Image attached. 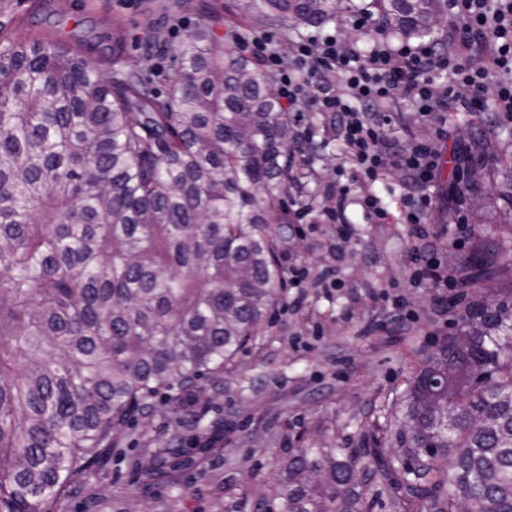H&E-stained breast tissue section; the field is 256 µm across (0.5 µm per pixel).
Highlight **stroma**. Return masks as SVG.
Instances as JSON below:
<instances>
[{
  "mask_svg": "<svg viewBox=\"0 0 512 512\" xmlns=\"http://www.w3.org/2000/svg\"><path fill=\"white\" fill-rule=\"evenodd\" d=\"M245 0H0V20L18 32L46 33L63 48L83 45L102 69L112 67L113 52L122 59L145 55L151 35L178 44L188 31L209 26L224 35L248 32L251 20ZM487 112L460 107L445 117L448 151L483 137L484 152L470 165L480 178L465 203L446 219L444 188L452 177L445 167L429 187L431 225L444 242L468 239L466 250H447L443 262L460 265L481 248L494 250L498 261L512 260V200L501 197L488 170L512 173V133L489 131ZM344 163L338 141H331L312 167L296 165L294 195L311 208L293 214L294 231L281 254L284 268L307 266L310 278L298 288L284 287L251 340L224 368V390L214 394L202 381V394L180 411L160 406L138 417L133 435L120 439L112 456L86 482L98 493L104 512H270L273 478L289 449L335 440L342 448H369L383 442L396 394L417 368L422 354L438 338L454 332L458 310L441 313L436 289L408 277L405 265L414 245L413 227L399 223L402 214L400 170L389 169L384 201L394 215L390 224L368 220L360 206H349L351 231L340 241L324 221L337 170ZM335 267L343 289L315 282L322 267ZM305 296L303 309L289 307L294 291ZM400 297L423 315L421 327H401L387 320L390 298ZM381 322L372 334L363 327L372 316ZM224 420L222 457L186 472L187 488L176 495L168 488L145 487L132 466L144 437L163 438L175 428L192 434L197 419Z\"/></svg>",
  "mask_w": 512,
  "mask_h": 512,
  "instance_id": "35a3bbf8",
  "label": "stroma"
}]
</instances>
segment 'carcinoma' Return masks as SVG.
Instances as JSON below:
<instances>
[{"mask_svg": "<svg viewBox=\"0 0 512 512\" xmlns=\"http://www.w3.org/2000/svg\"><path fill=\"white\" fill-rule=\"evenodd\" d=\"M385 29L432 37L443 0H373ZM258 23L302 34L336 0H248ZM156 51L178 62L165 98L141 72L106 76L79 49L0 22V512H56L112 455L135 415L179 409L217 379L278 301L298 127L238 38L198 28ZM457 168L450 188L471 186ZM461 348L439 340L407 380L400 457L293 448L278 512H362L369 471L410 507L512 512V302L472 304ZM482 427L474 430L470 420ZM224 420L142 449L146 487L223 451ZM318 472L306 483L298 473Z\"/></svg>", "mask_w": 512, "mask_h": 512, "instance_id": "obj_1", "label": "carcinoma"}]
</instances>
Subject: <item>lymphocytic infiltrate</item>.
Segmentation results:
<instances>
[{
    "label": "lymphocytic infiltrate",
    "instance_id": "1",
    "mask_svg": "<svg viewBox=\"0 0 512 512\" xmlns=\"http://www.w3.org/2000/svg\"><path fill=\"white\" fill-rule=\"evenodd\" d=\"M446 2L448 35L441 43L401 40L388 46L368 10L353 20L370 43L364 58L333 34L310 36L285 56L268 51L264 37L245 42L244 49L276 76L289 111L325 115L345 146L347 180L336 185V204L326 211V223L348 238L345 212L353 199L371 220L386 222L389 215L377 185L389 168H403L409 178L403 192L404 221L414 225L418 240L409 255V277L451 294L460 286L457 271L442 262L436 236L424 227L432 204L427 189L439 173V146L448 135L441 117L457 109V90L463 87L475 110L490 99L512 118V0ZM332 72L342 76L344 93L331 88L327 76ZM441 72L447 73L448 82L439 90L433 77ZM400 97L431 124L432 135L405 140L391 136L399 115L386 106Z\"/></svg>",
    "mask_w": 512,
    "mask_h": 512
}]
</instances>
